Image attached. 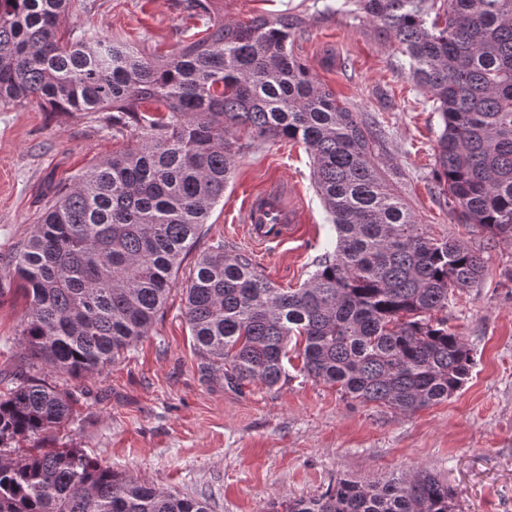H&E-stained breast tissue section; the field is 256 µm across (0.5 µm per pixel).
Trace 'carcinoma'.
<instances>
[{
	"label": "carcinoma",
	"instance_id": "1",
	"mask_svg": "<svg viewBox=\"0 0 512 512\" xmlns=\"http://www.w3.org/2000/svg\"><path fill=\"white\" fill-rule=\"evenodd\" d=\"M397 43L401 69L443 128L435 176L466 224L512 242V0H344ZM205 36L166 57L64 29L70 0H0V103L110 112L136 144L63 183L23 244L14 275L28 299L21 365L99 372L148 335L170 285L224 198L234 157L256 140L304 144L336 230L300 288H278L218 241L199 254L184 317L206 381L241 389L300 372L396 414L444 402L470 379L473 352L448 327L455 289L483 258L423 229L375 161L381 131L319 83L289 48L298 14L226 25L210 0ZM72 394L19 370L0 393V512H209L206 501L119 474L75 448L13 444L67 424ZM283 512H456L448 485L341 479Z\"/></svg>",
	"mask_w": 512,
	"mask_h": 512
}]
</instances>
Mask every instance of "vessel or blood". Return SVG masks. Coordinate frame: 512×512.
<instances>
[{
	"instance_id": "vessel-or-blood-1",
	"label": "vessel or blood",
	"mask_w": 512,
	"mask_h": 512,
	"mask_svg": "<svg viewBox=\"0 0 512 512\" xmlns=\"http://www.w3.org/2000/svg\"><path fill=\"white\" fill-rule=\"evenodd\" d=\"M248 237L255 250L282 243L297 236L299 212L288 199V190L274 186L248 196L243 207Z\"/></svg>"
}]
</instances>
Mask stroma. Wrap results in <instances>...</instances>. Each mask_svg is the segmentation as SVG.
Returning a JSON list of instances; mask_svg holds the SVG:
<instances>
[{
    "label": "stroma",
    "instance_id": "obj_1",
    "mask_svg": "<svg viewBox=\"0 0 512 512\" xmlns=\"http://www.w3.org/2000/svg\"><path fill=\"white\" fill-rule=\"evenodd\" d=\"M228 24L288 10L305 17L292 50L315 78L386 138L377 161L418 223L436 238L465 243L484 260L478 283L456 290L448 325L475 353L466 385L448 401L399 415L343 399L304 377L237 390L202 380L184 319V292L198 253L217 241L253 253L275 286L297 288L333 249L336 231L311 180L302 144L257 141L240 151L224 198L171 285L164 313L134 348L80 379L46 372L80 396L73 421L36 440L78 448L112 470L206 500L210 512H272L274 505L324 493L337 480L387 481L428 471L448 484L457 512H512V243L460 223L433 178L441 120L401 72L396 45L336 0H211ZM327 5L320 13L316 4ZM71 27L149 55L165 56L206 27L182 0H71ZM105 112H50L37 101L0 105V390L19 363L15 337L26 300L11 271L41 220L52 186L132 145ZM282 184L302 214L299 235L272 253L253 252L241 223L247 194Z\"/></svg>",
    "mask_w": 512,
    "mask_h": 512
}]
</instances>
